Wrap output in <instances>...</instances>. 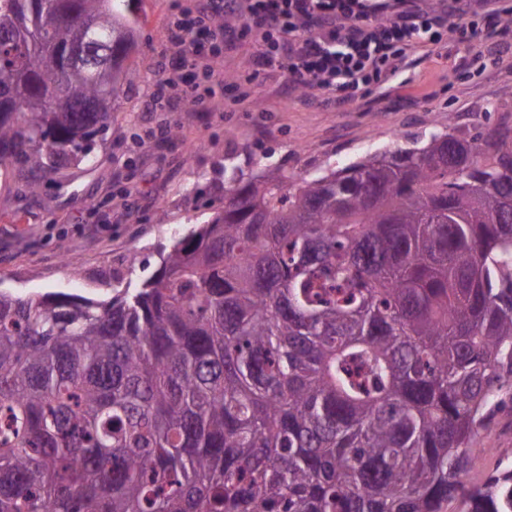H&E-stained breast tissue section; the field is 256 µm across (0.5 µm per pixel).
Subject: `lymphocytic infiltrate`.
Wrapping results in <instances>:
<instances>
[{"mask_svg":"<svg viewBox=\"0 0 512 512\" xmlns=\"http://www.w3.org/2000/svg\"><path fill=\"white\" fill-rule=\"evenodd\" d=\"M452 2L437 8L427 0H196L168 23L157 82L176 98L196 96L206 50L236 53L239 26L251 36L256 65L280 71L286 89H306L310 101L329 91L345 104L373 82L409 83L422 43L448 36L468 47L507 35L502 19L512 5L476 22L465 0ZM220 16L234 17L236 26L217 24Z\"/></svg>","mask_w":512,"mask_h":512,"instance_id":"obj_1","label":"lymphocytic infiltrate"}]
</instances>
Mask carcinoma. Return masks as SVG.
<instances>
[{"mask_svg": "<svg viewBox=\"0 0 512 512\" xmlns=\"http://www.w3.org/2000/svg\"><path fill=\"white\" fill-rule=\"evenodd\" d=\"M114 0H0V168L89 163ZM112 62L65 63L82 34ZM512 381V124L242 177L108 299L0 290V512H512L463 475Z\"/></svg>", "mask_w": 512, "mask_h": 512, "instance_id": "carcinoma-1", "label": "carcinoma"}]
</instances>
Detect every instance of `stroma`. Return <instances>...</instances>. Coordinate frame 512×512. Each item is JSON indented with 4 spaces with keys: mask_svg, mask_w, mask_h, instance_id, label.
Segmentation results:
<instances>
[{
    "mask_svg": "<svg viewBox=\"0 0 512 512\" xmlns=\"http://www.w3.org/2000/svg\"><path fill=\"white\" fill-rule=\"evenodd\" d=\"M182 0H139L131 93L92 142V164L71 165L28 189L26 172L0 176V290L65 291L108 298L148 280L177 234L224 205V182L287 171L339 169L368 154L411 147L455 123L487 133L512 92V42L496 66L460 67L462 49L444 40L414 56L416 85L389 97L368 89L345 109L309 105L284 90L278 74L256 72L249 36L234 54L215 57L202 105L148 112L155 64L170 17ZM257 75L256 106L234 99ZM512 468V393L504 394L473 447L467 483Z\"/></svg>",
    "mask_w": 512,
    "mask_h": 512,
    "instance_id": "1",
    "label": "stroma"
}]
</instances>
